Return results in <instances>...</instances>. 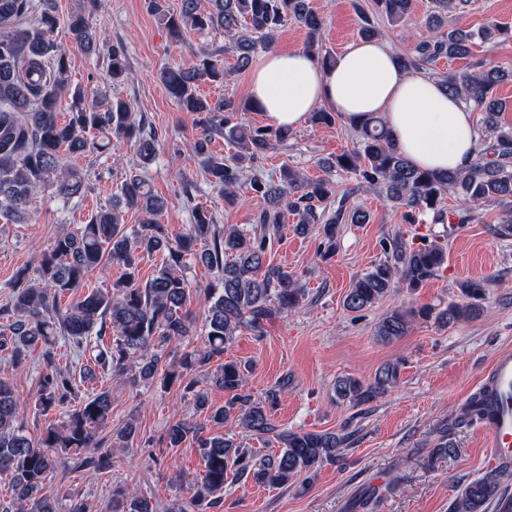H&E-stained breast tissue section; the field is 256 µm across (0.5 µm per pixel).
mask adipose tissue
Returning a JSON list of instances; mask_svg holds the SVG:
<instances>
[{"label":"adipose tissue","mask_w":512,"mask_h":512,"mask_svg":"<svg viewBox=\"0 0 512 512\" xmlns=\"http://www.w3.org/2000/svg\"><path fill=\"white\" fill-rule=\"evenodd\" d=\"M250 90L258 111L277 127L301 126L321 107L352 127L377 114L416 168L463 170L475 158L472 112L428 73L404 71L384 39L350 43L328 69L302 51L268 53L251 74Z\"/></svg>","instance_id":"adipose-tissue-1"}]
</instances>
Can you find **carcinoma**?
I'll use <instances>...</instances> for the list:
<instances>
[{
	"instance_id": "1",
	"label": "carcinoma",
	"mask_w": 512,
	"mask_h": 512,
	"mask_svg": "<svg viewBox=\"0 0 512 512\" xmlns=\"http://www.w3.org/2000/svg\"><path fill=\"white\" fill-rule=\"evenodd\" d=\"M414 0H369L355 3L361 20L360 35L378 38L381 29L373 17L381 16L392 27L406 25L413 14ZM468 0H433L434 12L427 25L432 36L415 43L407 54L398 55L401 67L412 72L441 58L461 59L472 54L478 43L504 41L512 29L492 23L477 30L444 28L448 14L464 8ZM150 10L164 22L172 42L179 43L189 32L222 29L232 40L231 51L240 70L251 67L258 46L269 47L278 30L294 21L306 29L304 50L322 66L335 57L322 42L323 17L310 0H182L178 13L170 12L165 0H148ZM36 15L29 28L15 26L17 19ZM72 43L91 55L99 51L100 37L91 12L76 10L66 21ZM58 25L53 0H0V218L14 224L24 222L34 196L50 188L65 200L83 199L94 184L68 160L87 153H104L112 138L123 139L136 148L142 165L153 161L159 144L142 119L132 116L128 103L119 97L98 100L95 91L70 87L69 58L52 38ZM107 74L114 85L123 83L130 65L123 45L108 50ZM501 67H478L475 72L453 73L440 79L445 91L483 113L477 155L465 170L435 174L409 164L396 149L383 119L368 117L357 128L356 150L326 158L319 166L328 172L352 174L355 190L385 196L402 212L408 224H420V216L433 224H469L476 210L494 203L502 210L499 235L512 237V127L501 124L503 104L493 96L494 87L511 78ZM167 93L182 112L201 115L199 138L194 152L203 157L207 180L224 190V201L238 203L237 188L253 165L274 145L286 143L288 129L246 127L235 122V114L255 109L252 101L232 98L210 101L200 96L199 83L224 82V59L217 53L202 56L191 70L170 67L160 76ZM71 98L67 119L60 114V100ZM221 137L235 150L230 159L210 151ZM252 194L266 207L257 212L260 229L224 227L214 222L208 210L194 209V223L176 240L169 239L158 216L167 201L155 194L139 172L122 175L112 205L91 214L75 232H64L35 259L41 282L30 284L18 277L8 301L0 306V354L16 366L26 364L30 351L41 346L43 359L37 386V405L44 411L60 410L65 420L49 426L38 441L28 437L17 424L18 399L12 386L0 380V474L11 477L12 496L0 512H59L58 493L47 480L60 468L72 464L101 473L112 471V452L101 449L98 436L112 414L109 391L82 395L80 386L97 378L92 366L63 370L56 363L57 342L63 340L89 352L93 366L104 375L123 377L134 372L133 381L150 383L161 378L165 384L184 383L198 411L207 421L221 426L236 419L246 432L274 439L278 448L258 456L245 443L206 433L203 425L183 421L167 428L163 441L179 448L190 441L196 445L204 471L193 485L191 496L178 512H214L222 504L221 493L228 478L262 487H282L303 475L314 474L339 460L347 441L333 431L281 430L272 422L276 393L264 397L247 388L250 366L234 358L230 349L238 333L265 336L274 319L298 308L305 299L298 276L286 265L267 261L271 239L266 230L280 228L285 214L297 216L294 231L304 234L309 225H322L323 256L336 252L340 224H366L369 213L357 207L344 209L336 202V183L330 178H312L290 166L279 178L252 176ZM466 204L448 209L447 196ZM133 210L143 216L137 228L123 224L122 212ZM158 253L162 262L154 276L142 284L138 265L144 256ZM386 257L359 274L344 298L350 312L364 311L396 287L411 290L437 275L448 255L439 243L410 246L395 237L385 246ZM191 255L218 274V282L206 285L210 305L204 320L206 343L185 351L173 364L161 347L193 335L194 323L186 304L192 294L187 279L179 274L184 259ZM117 264L125 269L122 279L110 289L87 287L89 274ZM461 299L436 310L431 306L394 309L384 315L375 329L383 343L405 336L411 323L430 319L442 325L473 320L483 310L488 280L467 279L458 283ZM67 297L72 303L62 305ZM112 335V343L104 337ZM208 372L210 383L222 390L221 406L209 403L206 392L186 378L191 372ZM398 365L386 363L365 383L354 376L336 380V395L356 406L377 399L393 387ZM138 438L137 423L130 420L117 432L115 442L128 448ZM455 444L444 429L431 457L449 456ZM500 474L488 473L466 484L451 506V512H487L500 499ZM109 512H157L151 498L120 486L112 489Z\"/></svg>"
}]
</instances>
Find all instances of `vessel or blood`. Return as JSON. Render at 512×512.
Instances as JSON below:
<instances>
[{
  "label": "vessel or blood",
  "mask_w": 512,
  "mask_h": 512,
  "mask_svg": "<svg viewBox=\"0 0 512 512\" xmlns=\"http://www.w3.org/2000/svg\"><path fill=\"white\" fill-rule=\"evenodd\" d=\"M482 429L496 466L512 469V351L499 354L481 379Z\"/></svg>",
  "instance_id": "b4317fda"
}]
</instances>
